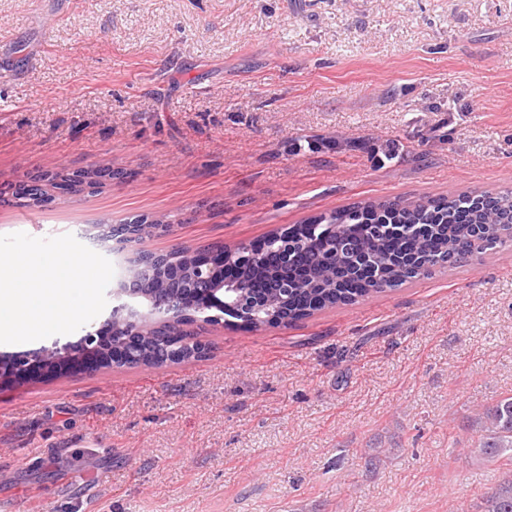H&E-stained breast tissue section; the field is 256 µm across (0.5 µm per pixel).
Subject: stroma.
Here are the masks:
<instances>
[{
	"label": "stroma",
	"mask_w": 512,
	"mask_h": 512,
	"mask_svg": "<svg viewBox=\"0 0 512 512\" xmlns=\"http://www.w3.org/2000/svg\"><path fill=\"white\" fill-rule=\"evenodd\" d=\"M40 207L26 177L103 160ZM0 235L167 216L197 254L370 198L512 188V0H0ZM197 357L0 378V512H481L512 246Z\"/></svg>",
	"instance_id": "35a3bbf8"
}]
</instances>
